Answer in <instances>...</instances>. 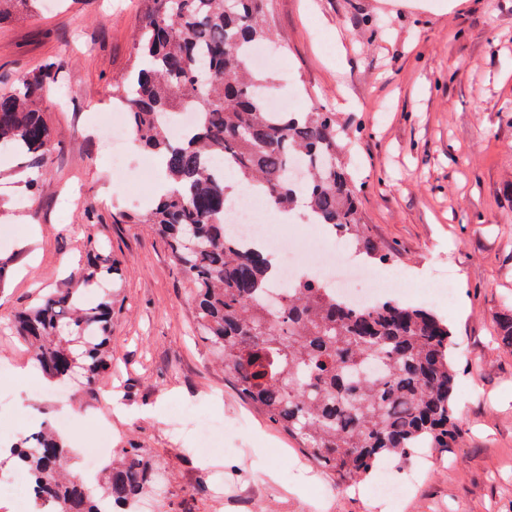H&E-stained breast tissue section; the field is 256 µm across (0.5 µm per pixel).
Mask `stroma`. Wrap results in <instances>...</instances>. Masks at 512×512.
Instances as JSON below:
<instances>
[{
	"mask_svg": "<svg viewBox=\"0 0 512 512\" xmlns=\"http://www.w3.org/2000/svg\"><path fill=\"white\" fill-rule=\"evenodd\" d=\"M268 0L278 35L269 70L276 95L300 110L335 112L339 150L358 192L367 234L405 277L396 299L426 308L449 326L457 370V447L428 460L388 459L364 479L405 484L399 501L357 494L353 484L305 456L297 441L246 403L196 332L191 286L166 243L119 215L155 203L157 167L130 142L132 168L111 185L103 129L106 91L129 69L149 0H67L0 23V86L19 83L48 57L64 59L59 85L40 107L52 128L53 159L37 189L0 179V415L56 422L54 399L9 328L40 295L73 285L89 237L121 260L115 292L112 396L72 380L70 405L83 420L69 454L83 451L108 420L113 448L147 449L165 477L143 503L156 512H310L327 486L323 512H512V350L497 341L495 317L512 308V0ZM37 227L28 241L20 224ZM26 368L19 376L18 368ZM120 404L122 416L112 414ZM224 423L223 453L201 457L176 428L192 415ZM224 472L216 496L201 470Z\"/></svg>",
	"mask_w": 512,
	"mask_h": 512,
	"instance_id": "35a3bbf8",
	"label": "stroma"
}]
</instances>
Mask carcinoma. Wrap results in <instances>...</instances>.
<instances>
[{"label": "carcinoma", "instance_id": "1", "mask_svg": "<svg viewBox=\"0 0 512 512\" xmlns=\"http://www.w3.org/2000/svg\"><path fill=\"white\" fill-rule=\"evenodd\" d=\"M42 4L0 0V22L18 5ZM266 12L267 0H151L135 61L112 98L137 139L163 158L174 186L129 222L151 225L166 242L193 286L199 335L239 394L336 479L356 482L385 458L457 446L452 333L435 315L391 300L352 306L311 275L290 281L278 307L268 303V258L241 248L224 223L228 171L280 212L304 200L307 223L339 231L364 258L383 264L391 255L363 229L356 188L336 156V113L269 111L270 82L253 73L249 56L254 44L276 38ZM62 69L50 59L22 87H0V148L12 149L7 157L29 173L31 188L52 155L37 101ZM186 107L199 123L174 140L166 122ZM87 247L81 284L118 271L106 244L90 238ZM114 315L112 299L66 288L41 296L11 328L52 382L77 373L94 391L112 365ZM497 329L511 350L512 310ZM66 457L46 426L10 448L6 460L39 487L34 512H133L158 476L145 449L122 448L103 465L96 495L60 469Z\"/></svg>", "mask_w": 512, "mask_h": 512}]
</instances>
